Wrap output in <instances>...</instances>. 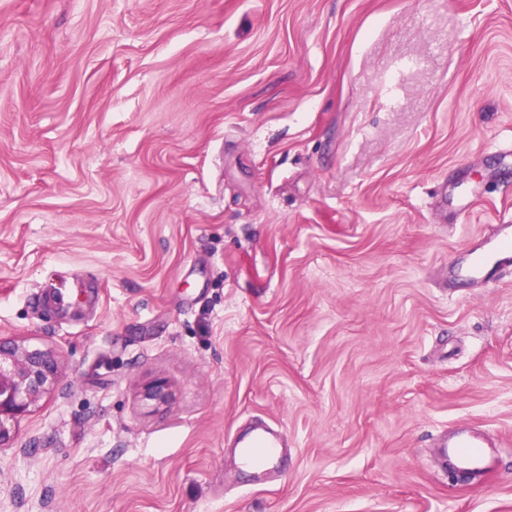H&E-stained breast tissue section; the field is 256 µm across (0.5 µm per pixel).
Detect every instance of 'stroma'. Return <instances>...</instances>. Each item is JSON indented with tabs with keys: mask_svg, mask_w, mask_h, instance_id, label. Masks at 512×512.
I'll return each instance as SVG.
<instances>
[{
	"mask_svg": "<svg viewBox=\"0 0 512 512\" xmlns=\"http://www.w3.org/2000/svg\"><path fill=\"white\" fill-rule=\"evenodd\" d=\"M509 221L512 0H0V512H512ZM512 266V224H497L494 235L476 246L467 266L452 269L453 279L490 282L496 270ZM64 373L53 349H30L0 342V447H10L15 424L58 382ZM241 447V458L246 465L254 466V457L257 450L265 456V461L274 458L283 448L282 437L275 432L262 430L253 440L246 439ZM486 441L476 433H470L463 438H452L443 441L439 448V455L442 458L448 457V452L457 457L464 470L473 468H485L487 459L477 448H484Z\"/></svg>",
	"mask_w": 512,
	"mask_h": 512,
	"instance_id": "obj_1",
	"label": "stroma"
}]
</instances>
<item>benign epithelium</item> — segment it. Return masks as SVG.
<instances>
[{
	"mask_svg": "<svg viewBox=\"0 0 512 512\" xmlns=\"http://www.w3.org/2000/svg\"><path fill=\"white\" fill-rule=\"evenodd\" d=\"M64 373L53 349H30L0 342V447L14 440L15 424L58 382Z\"/></svg>",
	"mask_w": 512,
	"mask_h": 512,
	"instance_id": "benign-epithelium-1",
	"label": "benign epithelium"
}]
</instances>
